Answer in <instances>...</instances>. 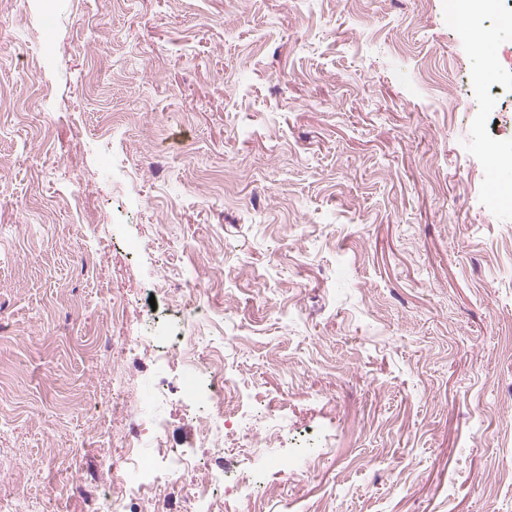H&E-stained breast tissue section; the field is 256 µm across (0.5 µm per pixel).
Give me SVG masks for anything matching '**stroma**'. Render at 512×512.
Listing matches in <instances>:
<instances>
[{
	"label": "stroma",
	"instance_id": "stroma-1",
	"mask_svg": "<svg viewBox=\"0 0 512 512\" xmlns=\"http://www.w3.org/2000/svg\"><path fill=\"white\" fill-rule=\"evenodd\" d=\"M485 30L481 79L448 0H0V506L84 512L113 402L161 384L169 451L249 482L216 512H512V32ZM165 277L215 307L188 333L268 467L191 446L180 368L122 351L178 323Z\"/></svg>",
	"mask_w": 512,
	"mask_h": 512
}]
</instances>
